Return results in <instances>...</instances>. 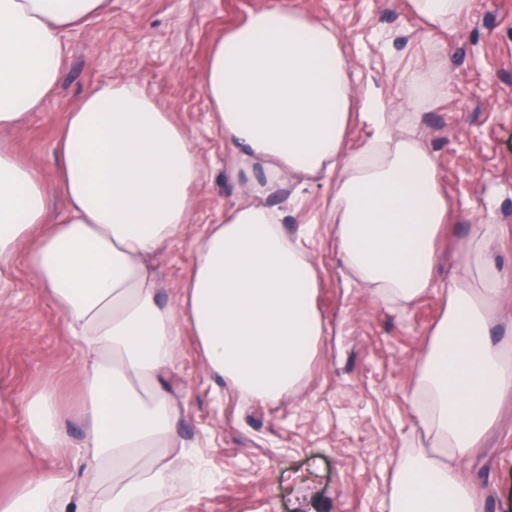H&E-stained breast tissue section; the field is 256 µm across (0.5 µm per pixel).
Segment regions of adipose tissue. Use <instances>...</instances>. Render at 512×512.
<instances>
[{
    "label": "adipose tissue",
    "instance_id": "ef3b65f1",
    "mask_svg": "<svg viewBox=\"0 0 512 512\" xmlns=\"http://www.w3.org/2000/svg\"><path fill=\"white\" fill-rule=\"evenodd\" d=\"M445 28L469 0H410ZM109 0H0V133L40 111L58 82L62 36ZM224 134V177L239 195L191 252L189 273L168 302L154 258L189 224L202 179L187 131L135 82L89 89L57 131L56 176L0 141V281L25 256L81 356L75 413L85 438L71 466L17 485L0 512H182L169 487L192 468L181 442L182 406L171 385L181 339L194 337L210 375L242 397L277 403L303 385L331 328L315 306L320 271L307 228L290 216L308 190L331 185L328 222L352 281L384 304L407 308L434 287L436 242L449 218L437 161L420 114L443 90L417 72L393 106L375 85L356 90L336 29L268 0L216 41L202 75ZM372 131L347 149L353 116ZM66 208L46 224L51 190ZM498 227L473 225L461 273L420 366L413 406L430 440L408 451L389 489L392 512H477L461 464L494 427L512 389V358L489 340L503 280L493 261ZM41 448L65 447L51 388L28 403Z\"/></svg>",
    "mask_w": 512,
    "mask_h": 512
}]
</instances>
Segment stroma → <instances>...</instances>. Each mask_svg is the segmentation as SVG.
Here are the masks:
<instances>
[{
	"label": "stroma",
	"instance_id": "stroma-1",
	"mask_svg": "<svg viewBox=\"0 0 512 512\" xmlns=\"http://www.w3.org/2000/svg\"><path fill=\"white\" fill-rule=\"evenodd\" d=\"M266 0H112L109 10L64 34L58 85L41 112L9 134L15 151L46 181L55 177L59 125L91 86L135 81L172 113L199 150L203 177L190 224L162 253L163 297L185 277L193 244L224 214L236 187L224 181V137L211 124L201 74L212 43ZM333 25L360 83L401 101L411 73L438 68L445 88L420 116L448 198V232L438 246L435 288L404 310L392 309L348 279L332 246V190L309 191L287 228L314 225L311 247L322 271L315 304L332 328L311 377L276 404L241 398L208 373L195 340L184 336L176 384L189 394L181 437L205 460L211 485L185 496L183 512H390L399 456L429 447L411 406L419 364L442 319L445 291L460 272L471 225L494 219L495 251L507 275L491 340L512 346V0H470L447 29L425 26L408 0H292ZM0 310V498L68 461L84 439L73 420L80 357L25 260H18ZM54 388L68 415V445L47 455L31 433L28 400ZM463 472L480 512H512V390L499 418Z\"/></svg>",
	"mask_w": 512,
	"mask_h": 512
}]
</instances>
